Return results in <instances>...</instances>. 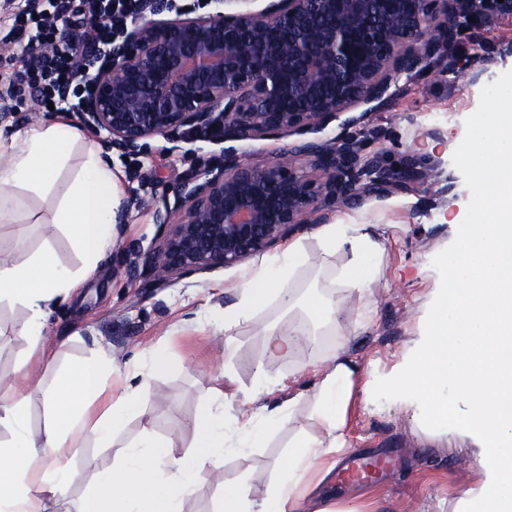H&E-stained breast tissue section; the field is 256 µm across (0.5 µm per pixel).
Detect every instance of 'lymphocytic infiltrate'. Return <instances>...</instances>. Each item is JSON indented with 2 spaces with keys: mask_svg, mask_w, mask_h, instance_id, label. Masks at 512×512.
Returning <instances> with one entry per match:
<instances>
[{
  "mask_svg": "<svg viewBox=\"0 0 512 512\" xmlns=\"http://www.w3.org/2000/svg\"><path fill=\"white\" fill-rule=\"evenodd\" d=\"M139 10V0H26L24 10L13 18L10 33L27 40L30 49L20 68L7 77L5 96L28 94L43 108L66 96L69 111L78 112L76 90L99 63L100 52L111 48L113 19L135 18ZM91 17L100 24L94 31L93 48L81 57L67 33L80 31Z\"/></svg>",
  "mask_w": 512,
  "mask_h": 512,
  "instance_id": "lymphocytic-infiltrate-1",
  "label": "lymphocytic infiltrate"
}]
</instances>
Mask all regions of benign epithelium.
I'll return each instance as SVG.
<instances>
[{
    "mask_svg": "<svg viewBox=\"0 0 512 512\" xmlns=\"http://www.w3.org/2000/svg\"><path fill=\"white\" fill-rule=\"evenodd\" d=\"M465 0H270L166 19L169 0L143 12L87 84L81 121L108 150L139 153L146 140L221 141L322 125L380 96L393 79L438 54ZM325 174L317 183L293 157ZM407 174L365 155L358 136L306 142L264 165L232 150L184 180L176 205L154 211L168 228L144 261L157 286L240 263L326 207L357 206L405 188Z\"/></svg>",
    "mask_w": 512,
    "mask_h": 512,
    "instance_id": "7a95c632",
    "label": "benign epithelium"
}]
</instances>
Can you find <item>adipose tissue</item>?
<instances>
[{"mask_svg":"<svg viewBox=\"0 0 512 512\" xmlns=\"http://www.w3.org/2000/svg\"><path fill=\"white\" fill-rule=\"evenodd\" d=\"M76 144L82 145L84 160L64 191L53 221L66 226L76 247L92 263L113 242V219L121 200L111 164L74 123L54 121L0 129V153L9 155L8 163L0 165V223L13 222L22 204L19 190L47 193L55 188L69 150ZM318 239L325 251H343L349 256L336 274L338 283L359 290L368 287L382 262V249L372 230L352 235L347 225L327 224ZM310 261L305 246L293 241L274 263L245 270L239 301L224 309L225 328H232L256 307L278 296L286 308L305 310L315 334L336 335L340 307L319 295H285L281 287ZM83 280V275L58 264L48 248L24 265L0 257V301L20 303L28 311L19 333L30 344V370L49 361L41 336L50 303L68 298L81 288ZM119 370V364L101 350L63 372L59 384L46 396L43 432L37 437L25 427L21 393L0 403V428L11 435L9 445L0 448V512H45L48 498L62 494L80 479L71 464L78 440L92 436L109 441L125 416L139 411L150 389L141 382L113 396L112 377ZM354 372V366L337 362L319 373L308 396L327 429L329 445L321 450L306 440H296L261 512H298L307 477L317 471L326 452L341 449L338 408L351 393ZM197 428L196 449L187 456H174L167 444L151 438L132 446L123 465L100 474L86 486L78 512H180L201 464L224 452L223 413L205 411ZM163 467L168 476L155 478V471Z\"/></svg>","mask_w":512,"mask_h":512,"instance_id":"obj_1","label":"adipose tissue"}]
</instances>
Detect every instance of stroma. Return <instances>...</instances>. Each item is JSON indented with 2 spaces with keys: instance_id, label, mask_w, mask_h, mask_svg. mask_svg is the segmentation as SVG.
I'll use <instances>...</instances> for the list:
<instances>
[{
  "instance_id": "obj_1",
  "label": "stroma",
  "mask_w": 512,
  "mask_h": 512,
  "mask_svg": "<svg viewBox=\"0 0 512 512\" xmlns=\"http://www.w3.org/2000/svg\"><path fill=\"white\" fill-rule=\"evenodd\" d=\"M22 6L23 0H0V79L9 76L28 51L26 44L5 38L12 15ZM497 13L496 24L480 16L455 31L447 62L419 65L394 79L380 97L337 113L324 127L221 144H175L156 136L138 154L107 151L128 214L83 292L51 308L43 337L54 357L50 367L29 375V343L18 332L27 312L22 305L0 303V395L22 389L29 433H41L45 394L58 384L62 371L105 346L130 370L148 371L152 397L114 432L111 447L81 441L74 455L76 467L93 477L116 466L125 448L146 436L162 439L175 455L190 452L209 389L224 395L227 449L220 460L201 466L181 510L216 512L228 483L239 484L259 503L294 437L305 435L328 445L304 392L315 371L324 370L335 355L356 367L352 394L342 410L344 453L395 448L402 464L376 485L341 490L335 472L324 473L307 490L299 512H455L460 491L478 487L483 480L476 464L479 447L456 430L424 427L418 404L378 402L372 390L378 378L397 369L418 347L421 324L440 285L432 260L450 243L452 219L466 213L470 191L452 162L456 144L479 105L482 88L512 70V0H501ZM360 131L366 135V153H385L395 167L416 162L431 176L409 192L324 210L321 224L376 225L383 262L379 277L366 290L334 285L336 269L348 256L323 253L317 237L320 224L291 232V239L302 242L315 263L298 270L290 286L308 294L314 284L323 285L324 296L342 307L338 335L302 336L288 355L268 356L266 326L288 324V311L277 297L225 330L224 307L238 301L236 286L244 270L278 256V243L245 262L159 288L127 274L132 253H147L162 235L154 222L156 206L173 199L182 181L218 163L224 150L262 163L305 142H328ZM23 197L26 209L17 223L0 224V255L22 263L48 241L58 263L82 270L83 255L67 229L52 221L58 193L27 191ZM288 400L293 406L286 421L259 447L236 451L242 415L259 421L264 407Z\"/></svg>"
}]
</instances>
